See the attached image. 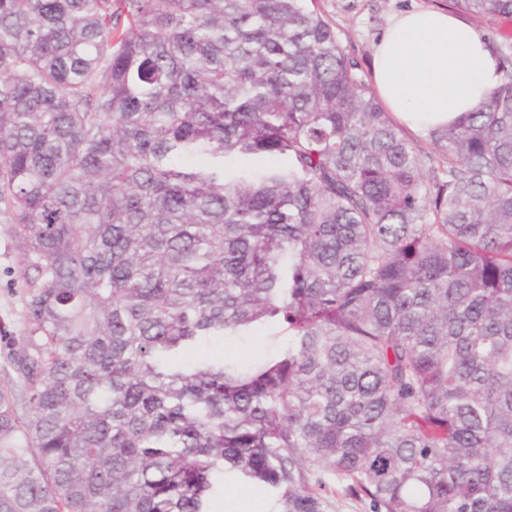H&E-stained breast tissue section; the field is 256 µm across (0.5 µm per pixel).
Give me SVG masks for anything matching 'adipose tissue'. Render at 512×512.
Here are the masks:
<instances>
[{"instance_id":"ef3b65f1","label":"adipose tissue","mask_w":512,"mask_h":512,"mask_svg":"<svg viewBox=\"0 0 512 512\" xmlns=\"http://www.w3.org/2000/svg\"><path fill=\"white\" fill-rule=\"evenodd\" d=\"M371 74L387 111L418 133L472 111L499 80L474 28L432 9L391 20L373 47Z\"/></svg>"}]
</instances>
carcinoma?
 <instances>
[{"mask_svg":"<svg viewBox=\"0 0 512 512\" xmlns=\"http://www.w3.org/2000/svg\"><path fill=\"white\" fill-rule=\"evenodd\" d=\"M306 2L0 0V512H512V42L424 152ZM23 255L13 232L10 215L0 211V387H10L16 380L7 354L9 346L20 350L24 345L28 323L24 316L25 290L20 270ZM4 336H7L6 338ZM10 337V338H9ZM252 335L209 341L200 346L194 356L199 357L214 349H220L237 358H272L282 351L286 341L284 336H279L278 329L273 324L255 329ZM273 500L267 492L258 491L252 485L226 476L224 494L214 505L215 512H269L274 510ZM325 481L335 490V495L331 497L333 503L331 512H372L369 499L364 497H354L345 493L346 483L336 477L324 476Z\"/></svg>","mask_w":512,"mask_h":512,"instance_id":"1","label":"carcinoma"}]
</instances>
